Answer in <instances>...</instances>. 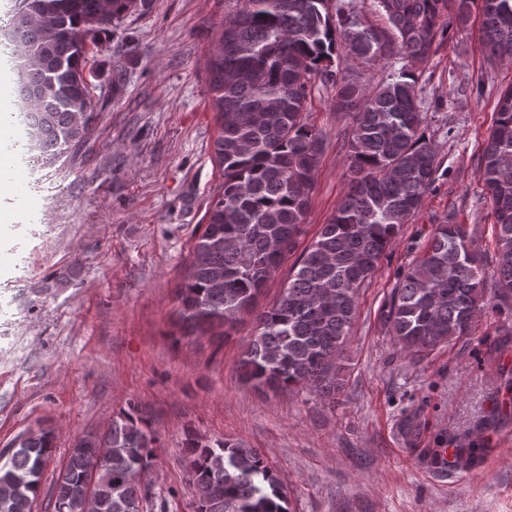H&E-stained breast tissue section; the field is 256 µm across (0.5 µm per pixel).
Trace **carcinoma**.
Wrapping results in <instances>:
<instances>
[{"label": "carcinoma", "instance_id": "cac0c4a2", "mask_svg": "<svg viewBox=\"0 0 512 512\" xmlns=\"http://www.w3.org/2000/svg\"><path fill=\"white\" fill-rule=\"evenodd\" d=\"M235 0L206 60L218 136L214 158L223 192L206 212L177 300L183 336L232 327L254 303L288 253L306 215L321 131L307 121L316 80L336 88L334 106L353 120L344 143L347 187L318 239L295 261L281 296L255 317L238 363L243 382L260 390L306 389L334 400L345 386L344 353L359 289L418 210L435 180L437 148L422 130L415 75L401 68L368 89L342 66L376 65L401 53L424 59L437 38L481 17V47L512 63V0H376L383 28L364 19L359 0ZM148 0H21L7 39L17 47V131L28 151L57 159L77 153L95 131L98 103L86 93V42ZM480 178L497 221V258L485 271L463 224H436L424 254L400 278L382 310L399 349L426 353L470 335L487 282L512 305V85L497 103L480 158ZM53 430L23 432L0 464V512H33L42 458ZM157 439L137 409L121 411L101 433L75 439L50 493L53 512H83L84 476L112 456L104 476L112 498L101 512H144L149 490L140 472L156 459ZM194 512H290L287 493L265 456L230 439L191 436Z\"/></svg>", "mask_w": 512, "mask_h": 512}]
</instances>
